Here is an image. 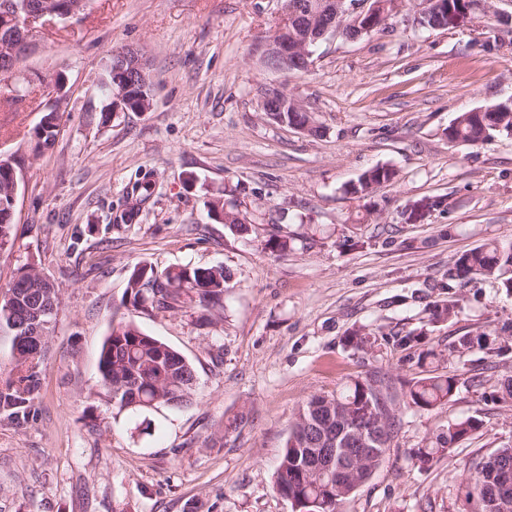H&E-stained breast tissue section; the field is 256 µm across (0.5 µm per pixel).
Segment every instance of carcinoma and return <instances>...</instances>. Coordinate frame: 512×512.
<instances>
[{"label": "carcinoma", "mask_w": 512, "mask_h": 512, "mask_svg": "<svg viewBox=\"0 0 512 512\" xmlns=\"http://www.w3.org/2000/svg\"><path fill=\"white\" fill-rule=\"evenodd\" d=\"M454 12L468 10L481 13L486 0H443ZM448 141L462 145H478L497 136H512V104L492 106L482 114L462 112L448 126ZM391 167H375L366 171L353 185L350 194L363 199L373 187L395 179ZM8 183L0 171V249L13 238L14 220L8 210ZM264 249L282 256L292 250L286 238L270 237ZM41 271L30 267V273L13 280L7 291L36 307L47 294L58 298L59 290L42 283ZM493 278L501 281L506 291H512V241H490L465 251L448 270V280ZM230 274L222 266L170 267L158 270L150 264L134 267L127 284L122 305L136 311L152 313L182 308L186 304L216 307L224 298V288ZM459 299L448 293V302L434 305L433 318H452ZM54 326L36 346L23 342L12 344L10 363L0 369L5 379L0 381V416L17 427L36 420L39 413L40 366L49 348ZM99 386L112 401L116 413L141 415L159 407H180L191 400L195 384L192 364L178 351L159 338L142 331L133 323H120L104 340L98 360ZM132 387L139 404L130 407L116 391ZM457 388L453 376L429 375L408 384L404 401L398 400L395 380L378 371L353 380L345 391L336 395H312L300 406L290 426L276 472V492L298 507V512H338L340 502L348 499L373 475L377 465L371 461L351 465L348 474L340 473L341 458L326 468L322 448H348L350 440L364 430L370 437V447L381 458L391 448L401 425V406L431 410L447 403ZM483 426L476 416L460 418L436 435L425 448H417L411 461L424 468L437 455L449 452L460 442L470 439ZM482 488L488 495L507 489L512 493V467H498L495 459L470 472L465 479L464 498L468 512H486L485 498L477 492Z\"/></svg>", "instance_id": "cac0c4a2"}]
</instances>
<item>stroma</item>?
Instances as JSON below:
<instances>
[{"mask_svg":"<svg viewBox=\"0 0 512 512\" xmlns=\"http://www.w3.org/2000/svg\"><path fill=\"white\" fill-rule=\"evenodd\" d=\"M282 6L90 0L81 21L48 26L20 63L22 100L0 95V154L22 174L0 288L32 265L61 294L41 414L25 428L0 418V512H292L274 480L295 412L371 370L399 383L430 370L458 387L432 410L403 409L395 446L340 512H466L473 463L512 445V408L493 398L512 375V294L493 279L448 280L460 253L512 240V137L462 146L446 136L459 113L512 100V0L448 29L421 27L420 0H402L386 30L326 36L305 73L258 62ZM120 46L147 59L153 105L105 122L102 81ZM55 73L68 97L41 152L33 132ZM273 87L311 112L317 135L263 111ZM378 165L397 179L351 195ZM137 182L149 197L120 221ZM217 194L248 214L249 234L208 218ZM430 198L442 206L426 209ZM272 234L292 242L288 255L263 250ZM141 263L224 266L223 309L123 308ZM451 293L456 316L432 322ZM127 321L196 373L192 402L153 414L147 430L97 392L101 345ZM364 325L383 333L364 349L348 344ZM421 329L435 353L423 364L398 345ZM479 331L483 346L460 348ZM467 416L482 419L479 433L429 467L412 463Z\"/></svg>","mask_w":512,"mask_h":512,"instance_id":"1","label":"stroma"}]
</instances>
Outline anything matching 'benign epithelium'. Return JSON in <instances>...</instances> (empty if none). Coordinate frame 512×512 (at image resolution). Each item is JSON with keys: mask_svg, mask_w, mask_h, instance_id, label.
Masks as SVG:
<instances>
[{"mask_svg": "<svg viewBox=\"0 0 512 512\" xmlns=\"http://www.w3.org/2000/svg\"><path fill=\"white\" fill-rule=\"evenodd\" d=\"M318 0L314 4L283 5L281 19L266 38L261 63L274 71H306L311 66L312 48L330 33L350 28L367 33L376 28L379 15L398 0ZM86 10L84 0H0V46L9 48L10 55L0 57V87L16 92L11 79L17 70V47L28 55L44 38L46 26L57 20L79 21ZM152 77L144 56L136 49L126 47L117 55L112 71V102L123 107L128 94L136 89L140 97L147 98ZM52 124L60 125V112L67 97L66 83L61 75L53 77L49 89ZM262 106L268 114L275 112H304L306 108L286 93L268 94ZM0 164L9 174L10 206H15L20 170L9 157H0Z\"/></svg>", "mask_w": 512, "mask_h": 512, "instance_id": "benign-epithelium-1", "label": "benign epithelium"}]
</instances>
